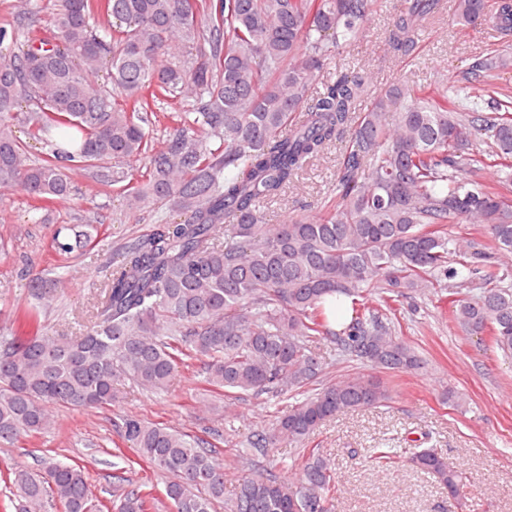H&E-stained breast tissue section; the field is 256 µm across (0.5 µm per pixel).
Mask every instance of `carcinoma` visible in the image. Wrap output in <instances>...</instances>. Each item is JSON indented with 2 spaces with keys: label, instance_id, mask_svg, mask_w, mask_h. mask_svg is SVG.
I'll list each match as a JSON object with an SVG mask.
<instances>
[{
  "label": "carcinoma",
  "instance_id": "cac0c4a2",
  "mask_svg": "<svg viewBox=\"0 0 512 512\" xmlns=\"http://www.w3.org/2000/svg\"><path fill=\"white\" fill-rule=\"evenodd\" d=\"M463 29L512 31V0H451ZM377 0H58L42 25L27 3L0 52V186H19L38 210L71 196V167L96 170L126 208L155 212L149 233L122 247L75 334L48 329L40 309L17 315L0 337V442L48 430L52 406H110L131 381L163 392L200 363L206 391L229 402L244 393L304 394L252 448H303L296 481L272 473L243 480L229 512H334L330 460L304 443L329 419L389 399L381 382L356 376L309 393L321 369L312 346L330 339L342 357L389 372L421 367L410 343L360 297L383 302L436 279L467 336H486L512 359V289L497 285L494 255L512 254V174L499 185L472 180L483 164L475 141L512 158V48L478 59L464 85L471 96L399 79L374 92L363 70L326 75L340 47L363 35ZM440 0H405L385 39L408 53ZM96 15L107 18L98 31ZM106 73L112 90L94 81ZM180 98L161 144L148 126L151 104ZM370 104L365 111L360 105ZM49 146L37 162L15 128ZM336 195L316 218L271 224L266 205L299 187L312 162L344 133ZM145 167L137 176L135 165ZM449 224H477L488 242L458 246ZM97 245L88 231L56 227L64 261ZM61 281L28 284L37 301ZM351 302L349 322L329 328L324 306ZM123 434L140 462L167 475L168 512H213L224 500V467L213 443L133 416ZM408 463L456 496L462 473L434 448ZM28 512H150L151 490L112 475V498L98 499L86 469L54 458L42 473L12 472Z\"/></svg>",
  "mask_w": 512,
  "mask_h": 512
}]
</instances>
